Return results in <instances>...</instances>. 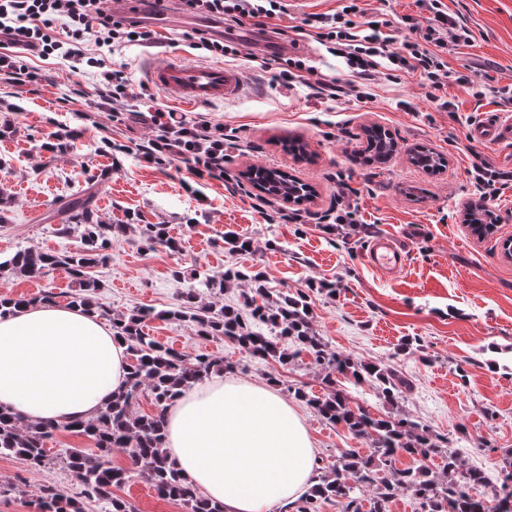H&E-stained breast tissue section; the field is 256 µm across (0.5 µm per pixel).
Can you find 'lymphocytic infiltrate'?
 <instances>
[{"label":"lymphocytic infiltrate","mask_w":512,"mask_h":512,"mask_svg":"<svg viewBox=\"0 0 512 512\" xmlns=\"http://www.w3.org/2000/svg\"><path fill=\"white\" fill-rule=\"evenodd\" d=\"M425 21L407 15V35H400L383 13L366 8L364 0H343L337 9L308 14L301 24H288L287 0H176L184 15L222 21L226 29L251 27L263 34L298 43L313 39L345 59L344 78L316 75L306 60L283 55L262 59L276 82L290 86L316 75L314 96L341 98L359 104L371 101V89L382 81L416 79L435 111L448 112L449 84H456L475 100L491 97L512 111V84L495 85L476 75L450 70L444 56L449 48L471 42L473 34L460 18L448 14L442 0H416ZM133 0L110 9L104 0H0V74L16 86H38L41 74L30 57H61L82 68L97 70L101 101L113 112H129V78L124 67L112 66L110 56L124 46L156 43L157 33L135 17ZM195 127L180 120L157 127L154 138L143 142L142 153L155 162L176 153L184 156L196 176L208 174L209 158L224 154L223 127H208L197 148L189 143Z\"/></svg>","instance_id":"obj_1"}]
</instances>
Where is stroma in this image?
Masks as SVG:
<instances>
[{
  "label": "stroma",
  "mask_w": 512,
  "mask_h": 512,
  "mask_svg": "<svg viewBox=\"0 0 512 512\" xmlns=\"http://www.w3.org/2000/svg\"><path fill=\"white\" fill-rule=\"evenodd\" d=\"M443 2L474 36L471 44L449 50V68L512 82V0ZM241 50L230 62L244 81L238 97L188 106L171 94L160 96L187 124L223 125L231 146L220 179L195 176L177 156L160 164L146 159L136 146L155 133L149 113L126 112L113 120L111 108L96 105L95 71L75 73L64 59L34 57L30 63L42 75L37 93L0 80V122L11 125L10 134L0 137V200L7 203L0 253L65 248L51 217L55 201L105 174L96 186L101 220L167 225L181 249H148L132 230L113 237L107 262L96 269L100 303L116 312L158 311L147 333L187 357L223 364L224 372H212V379L263 382L278 374L279 393L292 401L324 460L335 461L350 448L369 455L370 437L327 423L295 399L297 387L319 397L328 391L325 371L310 354L295 355L285 365L259 360L224 337L197 336L191 322L162 316L178 303L183 286L172 271L180 266L214 275L252 266L265 273L270 287L308 291L312 326L329 350L407 378L412 389L399 402L398 414L448 436L464 467L485 473L480 493L496 504L501 471L512 459V261L500 249L501 241L512 237V181L492 203L500 218L492 234L477 236L464 222L466 206L481 198L469 173L471 124L496 112V105L475 101L452 85L448 98L458 113L453 119L434 111L411 78L376 85L372 101L361 106L319 101L305 86L272 83L270 73L248 61L247 53H260L258 42L242 41ZM161 53L187 64L200 61L198 51L184 45L131 46L112 59L125 64L136 93ZM77 83L84 90L79 97L70 93ZM403 100L412 111L400 108ZM371 124L387 128L396 141L394 154L382 164L352 159L362 128ZM62 129L76 130L77 136L66 153L49 155L42 145ZM288 139L306 143V157L288 154ZM419 145L442 153L446 168L429 174L411 165L408 152ZM254 165L288 171L314 187L315 198L299 205L272 198L259 202L245 177ZM341 181L352 191L357 223L369 227V234L326 230ZM279 210L288 220L276 218ZM228 230L249 237L251 250L225 249ZM379 234L411 241L397 276H383L365 260L371 237ZM320 281L335 283V296L310 291V284ZM76 288L62 269L39 278L0 277V295L32 296L49 289L61 305ZM407 338L409 350L399 351ZM48 482L67 488L71 478L55 465L32 472L20 459L0 455V512H34L38 489ZM115 494L136 512H184L142 477Z\"/></svg>",
  "instance_id": "obj_1"
}]
</instances>
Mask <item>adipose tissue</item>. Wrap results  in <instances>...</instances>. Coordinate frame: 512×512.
<instances>
[{"label":"adipose tissue","mask_w":512,"mask_h":512,"mask_svg":"<svg viewBox=\"0 0 512 512\" xmlns=\"http://www.w3.org/2000/svg\"><path fill=\"white\" fill-rule=\"evenodd\" d=\"M126 344L97 314L33 305L0 316V406L31 423L95 416L127 382ZM165 449L224 512H271L310 483L315 449L273 387L230 380L183 392Z\"/></svg>","instance_id":"1"}]
</instances>
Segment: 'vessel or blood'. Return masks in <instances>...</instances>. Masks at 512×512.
<instances>
[{"instance_id": "vessel-or-blood-1", "label": "vessel or blood", "mask_w": 512, "mask_h": 512, "mask_svg": "<svg viewBox=\"0 0 512 512\" xmlns=\"http://www.w3.org/2000/svg\"><path fill=\"white\" fill-rule=\"evenodd\" d=\"M151 82L191 105L224 101L239 95L242 75L221 63L201 62L188 65L174 59L155 60L150 68ZM473 139L497 145H512V116L500 114L470 130ZM407 252L390 235L376 237L365 252L366 262L378 270L396 271L404 267Z\"/></svg>"}]
</instances>
